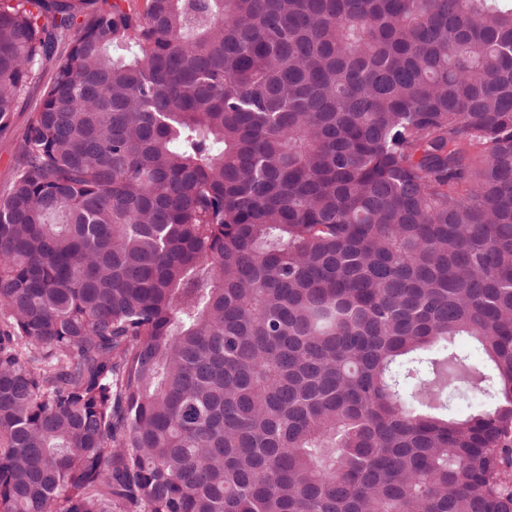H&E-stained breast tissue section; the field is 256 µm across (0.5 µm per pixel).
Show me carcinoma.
I'll return each instance as SVG.
<instances>
[{"label": "carcinoma", "instance_id": "1", "mask_svg": "<svg viewBox=\"0 0 512 512\" xmlns=\"http://www.w3.org/2000/svg\"><path fill=\"white\" fill-rule=\"evenodd\" d=\"M97 2L0 0V512H512V0ZM59 62L60 58L56 55L43 63L39 77L28 86L19 108L11 113L6 126L0 128V194L18 165L23 135L37 111L43 88L50 81Z\"/></svg>", "mask_w": 512, "mask_h": 512}]
</instances>
